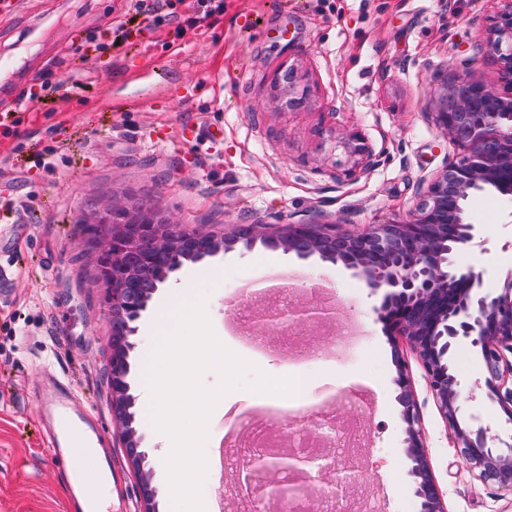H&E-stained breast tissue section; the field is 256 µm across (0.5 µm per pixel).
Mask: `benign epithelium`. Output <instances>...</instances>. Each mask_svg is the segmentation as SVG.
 Listing matches in <instances>:
<instances>
[{
    "label": "benign epithelium",
    "mask_w": 512,
    "mask_h": 512,
    "mask_svg": "<svg viewBox=\"0 0 512 512\" xmlns=\"http://www.w3.org/2000/svg\"><path fill=\"white\" fill-rule=\"evenodd\" d=\"M499 11L487 32L486 47L497 58L500 92L471 75L438 86L433 98L436 124L458 150L428 183L424 199L404 219H391L364 228L343 224H235L218 235L202 225L186 227L143 207L114 205L95 214L87 223L98 228L89 243L95 260V281L105 290L113 324L108 367L110 407L120 428L127 458L138 472L146 512H156L150 474L144 471L147 454L142 436L133 426L134 416L122 411L134 407L127 377L130 336L148 306L145 296L136 305L126 301L133 278L144 268L164 259L156 283L166 281L183 266L189 239L212 245L207 255L233 249L239 243H261L271 250L292 254L300 260L318 257L339 263L361 281L377 300L374 312L394 344L405 343L424 371L427 391L451 431L453 447L483 483L512 495V433L503 434L483 425L476 415L465 413L474 390L497 407L512 423V270L498 277L495 288L486 287V271L478 266L455 267L451 255L477 245L479 228L469 217L465 202L488 188H511L504 175L512 174V0ZM288 108L307 100L302 76L285 69ZM350 172L367 165L370 150L366 139L353 133L337 141ZM325 309L311 303L293 306L282 316H261L259 329L269 335L282 326L313 322L326 317ZM475 349L484 364L483 378L468 388L453 360L457 346ZM394 365L402 407L405 443L412 463L410 486L419 501L418 512H447L443 493L433 474L422 426L418 395L404 353L395 349ZM322 414L312 412L303 430L329 441ZM327 453L305 451L244 457L247 478L253 483L252 512H296L297 494L308 485L323 483L335 470ZM289 474L293 483H283Z\"/></svg>",
    "instance_id": "benign-epithelium-1"
}]
</instances>
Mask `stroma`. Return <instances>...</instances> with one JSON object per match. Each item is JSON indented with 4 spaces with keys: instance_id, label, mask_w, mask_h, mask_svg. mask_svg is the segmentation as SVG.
<instances>
[{
    "instance_id": "35a3bbf8",
    "label": "stroma",
    "mask_w": 512,
    "mask_h": 512,
    "mask_svg": "<svg viewBox=\"0 0 512 512\" xmlns=\"http://www.w3.org/2000/svg\"><path fill=\"white\" fill-rule=\"evenodd\" d=\"M136 0H0V55L28 62L25 81L0 100V198L32 200L17 214L0 208V265L9 297L0 298V512H68L69 485L49 452L38 412L52 380L68 383L77 407L102 421L112 459V512H142L109 408L108 348L112 323L105 293L78 225L112 203L145 204L184 225L336 224L363 228L402 219L426 182L456 149L432 119L443 78L476 72L496 84L498 65L485 51L496 0H224L174 41V27L134 34L99 53L108 24L134 15ZM297 69L309 88L303 107L278 102L275 77ZM219 127L221 140L208 138ZM361 133L371 150L366 171L345 175L330 133ZM56 149L47 175L32 156ZM467 210L486 250L457 252L459 267L512 269V196L486 191ZM297 270V300L334 304L335 319L293 326L291 351L254 362L283 376L289 354L315 401L318 381L363 378L371 407L338 414L341 432H359L358 486L326 498L325 512H360L368 500L383 512H418L410 492L394 348L373 311L374 298L342 266L308 262L255 245L236 246L185 264L153 294L133 336L129 382L135 425L148 453L159 512H171L157 433L143 392L144 353L160 320L173 309L174 289L208 292L207 312L228 348L233 317L272 315L285 304L278 291L249 306L237 292L273 268ZM360 328V352L334 356L337 320ZM410 370L421 404L434 474L448 512H512V495L482 483L463 465L426 388L418 362Z\"/></svg>"
}]
</instances>
